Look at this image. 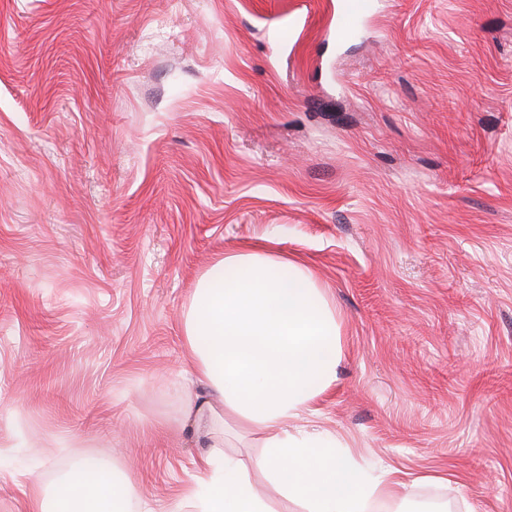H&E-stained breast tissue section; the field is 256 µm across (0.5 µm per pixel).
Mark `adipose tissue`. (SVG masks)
Wrapping results in <instances>:
<instances>
[{"instance_id": "obj_1", "label": "adipose tissue", "mask_w": 512, "mask_h": 512, "mask_svg": "<svg viewBox=\"0 0 512 512\" xmlns=\"http://www.w3.org/2000/svg\"><path fill=\"white\" fill-rule=\"evenodd\" d=\"M188 376L206 397L183 390L181 426L202 439L191 512H273L254 487L262 474L301 512H367L403 488L394 470L368 480L321 438L297 428L328 389L341 355L336 313L311 269L270 251L228 252L199 277L183 319ZM264 438L250 463L219 459L224 427ZM133 481L109 464L81 459L37 512H126Z\"/></svg>"}]
</instances>
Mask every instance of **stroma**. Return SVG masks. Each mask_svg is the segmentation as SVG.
Here are the masks:
<instances>
[{
  "label": "stroma",
  "instance_id": "stroma-1",
  "mask_svg": "<svg viewBox=\"0 0 512 512\" xmlns=\"http://www.w3.org/2000/svg\"><path fill=\"white\" fill-rule=\"evenodd\" d=\"M0 0V512L88 455L183 512L200 275L271 248L340 326L301 422L379 512H512V0ZM371 0H344L341 13V32L351 34L356 30L358 21L374 7Z\"/></svg>",
  "mask_w": 512,
  "mask_h": 512
}]
</instances>
